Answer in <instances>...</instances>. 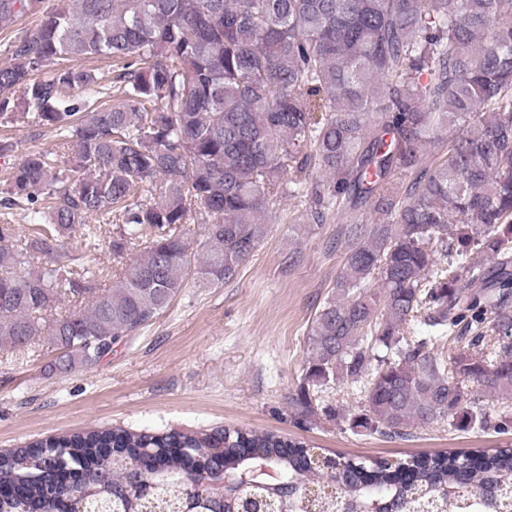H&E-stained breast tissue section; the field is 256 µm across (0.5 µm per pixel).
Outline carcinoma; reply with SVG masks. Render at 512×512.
<instances>
[{"mask_svg": "<svg viewBox=\"0 0 512 512\" xmlns=\"http://www.w3.org/2000/svg\"><path fill=\"white\" fill-rule=\"evenodd\" d=\"M39 3L0 0V26ZM11 57L0 125L49 127L61 151L27 153L0 188V208L33 215L23 236L0 224L1 359L37 344L65 350L48 375L97 364L190 274L234 280L288 198L310 228L369 216L326 242L343 264L293 406L311 418L346 381L365 401L355 431H512V415L493 424L489 411L512 403V0H64ZM91 57L122 63L119 102L92 100L103 77L74 65ZM194 218L207 230L198 251ZM78 224L88 242L116 227L117 260L140 252L100 284L64 251ZM32 447L43 452L0 454V482L26 490L1 496L0 512H141L150 499L178 512L207 493L204 449L227 474L260 455L282 475L249 499L227 489L214 512H303L327 482L337 496L319 512H502L512 485V448L480 465L453 449L394 464L324 452L321 467L304 442L240 427L92 429ZM105 448L149 453L112 461ZM145 459L155 477L136 492Z\"/></svg>", "mask_w": 512, "mask_h": 512, "instance_id": "obj_1", "label": "carcinoma"}]
</instances>
